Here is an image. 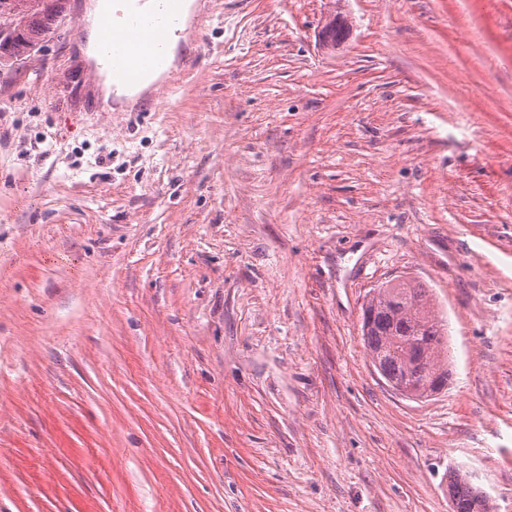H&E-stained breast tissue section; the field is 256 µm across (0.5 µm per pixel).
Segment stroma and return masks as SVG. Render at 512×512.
Listing matches in <instances>:
<instances>
[{
  "mask_svg": "<svg viewBox=\"0 0 512 512\" xmlns=\"http://www.w3.org/2000/svg\"><path fill=\"white\" fill-rule=\"evenodd\" d=\"M199 3L136 110L81 0L0 65V512H512V0ZM401 277L421 400L362 336ZM428 295L413 281L382 285L373 289L362 321L366 349L381 376L398 391L411 384L402 393L419 399L443 390L449 377L446 324L428 307ZM448 496L456 504L455 512H489L492 509L487 496L460 471H453L448 476Z\"/></svg>",
  "mask_w": 512,
  "mask_h": 512,
  "instance_id": "1",
  "label": "stroma"
}]
</instances>
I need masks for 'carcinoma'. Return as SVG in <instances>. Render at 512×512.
<instances>
[{
	"label": "carcinoma",
	"instance_id": "carcinoma-1",
	"mask_svg": "<svg viewBox=\"0 0 512 512\" xmlns=\"http://www.w3.org/2000/svg\"><path fill=\"white\" fill-rule=\"evenodd\" d=\"M63 0H0V17L14 16L20 28L0 37V60H19L53 30L62 13ZM429 289L413 281L373 289L363 310L362 332L367 351L391 387L411 386L408 396L427 398L448 385V338L443 320L430 308ZM448 496L456 512H490L486 495L467 475L448 476Z\"/></svg>",
	"mask_w": 512,
	"mask_h": 512
}]
</instances>
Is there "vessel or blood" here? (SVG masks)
Segmentation results:
<instances>
[{
    "instance_id": "vessel-or-blood-1",
    "label": "vessel or blood",
    "mask_w": 512,
    "mask_h": 512,
    "mask_svg": "<svg viewBox=\"0 0 512 512\" xmlns=\"http://www.w3.org/2000/svg\"><path fill=\"white\" fill-rule=\"evenodd\" d=\"M122 22L101 16L100 54L111 72L124 76L131 71L161 68L165 61V37L178 31L179 21L172 9L173 0H156L153 11L141 9L143 0H128Z\"/></svg>"
}]
</instances>
